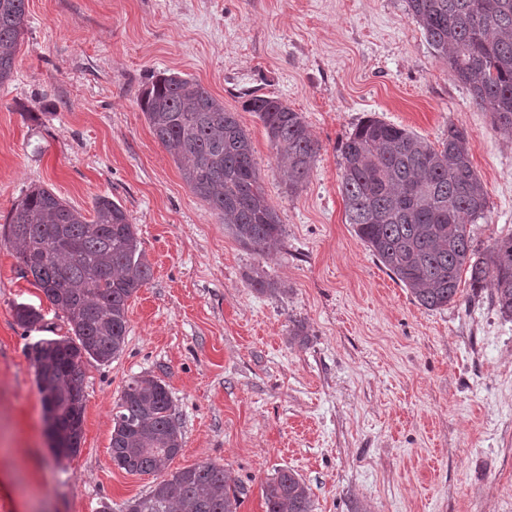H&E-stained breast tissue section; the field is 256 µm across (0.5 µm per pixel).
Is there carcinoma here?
Listing matches in <instances>:
<instances>
[{
    "label": "carcinoma",
    "instance_id": "cac0c4a2",
    "mask_svg": "<svg viewBox=\"0 0 512 512\" xmlns=\"http://www.w3.org/2000/svg\"><path fill=\"white\" fill-rule=\"evenodd\" d=\"M407 2L454 79L499 128L512 131V0ZM25 25L26 0H0V85L14 75ZM140 107L193 193L241 245L263 253L283 236L260 182L251 138L236 113L200 83L174 73L152 77ZM244 110L263 123L288 187L303 184L319 150L303 116L277 98L253 94ZM341 191L356 236L417 304L435 310L455 302L465 272L470 287L491 288V304L512 319V233L491 238L477 254L471 226L487 220L490 206L465 130L449 125L436 149L403 127L370 117L341 147ZM93 212L89 220L53 191L35 187L0 227L25 273L71 326L72 335L31 347L56 460L80 449L84 362L104 364L121 354L129 332L128 301L152 277L127 211L100 196ZM15 318L28 329L42 315L19 303ZM181 448L166 383L148 372L131 377L112 414V462L130 474L155 475ZM262 494L265 512H313L311 489L290 469L278 471ZM239 506L231 475L204 463L171 473L148 494L126 501L124 509L237 512Z\"/></svg>",
    "mask_w": 512,
    "mask_h": 512
}]
</instances>
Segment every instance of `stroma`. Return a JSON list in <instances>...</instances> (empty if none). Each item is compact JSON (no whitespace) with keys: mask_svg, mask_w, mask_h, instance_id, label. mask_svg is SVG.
<instances>
[{"mask_svg":"<svg viewBox=\"0 0 512 512\" xmlns=\"http://www.w3.org/2000/svg\"><path fill=\"white\" fill-rule=\"evenodd\" d=\"M200 82L250 132L284 226L269 253L244 248L185 183L139 108L153 75ZM300 112L319 154L289 192L246 93ZM375 117L432 145L466 131L490 202L476 243L512 232V133L454 80L407 0H27L16 72L0 85V225L31 187L83 214L122 205L152 268L128 306L124 351L83 366L79 452L53 461L28 348L70 335L66 315L0 240V512H99L156 481L112 461L126 381L167 384L183 437L169 471L213 463L239 512H265L279 469L315 512H512V320L489 290L414 302L356 236L340 144ZM263 269L279 287L258 293ZM42 314L20 327L14 307ZM304 322L306 346L288 342Z\"/></svg>","mask_w":512,"mask_h":512,"instance_id":"stroma-1","label":"stroma"}]
</instances>
